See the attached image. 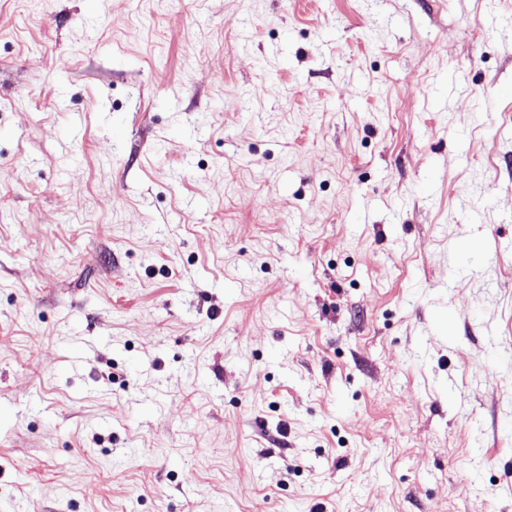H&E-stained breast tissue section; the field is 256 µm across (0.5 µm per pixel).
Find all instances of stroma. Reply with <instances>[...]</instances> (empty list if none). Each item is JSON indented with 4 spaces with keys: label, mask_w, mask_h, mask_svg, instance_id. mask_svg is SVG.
<instances>
[{
    "label": "stroma",
    "mask_w": 512,
    "mask_h": 512,
    "mask_svg": "<svg viewBox=\"0 0 512 512\" xmlns=\"http://www.w3.org/2000/svg\"><path fill=\"white\" fill-rule=\"evenodd\" d=\"M0 512H512V0H0Z\"/></svg>",
    "instance_id": "35a3bbf8"
}]
</instances>
